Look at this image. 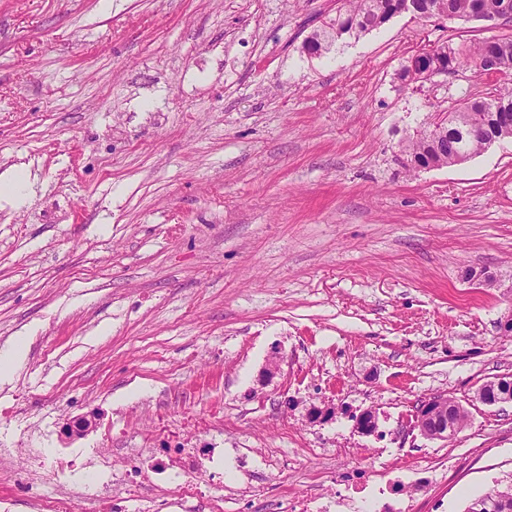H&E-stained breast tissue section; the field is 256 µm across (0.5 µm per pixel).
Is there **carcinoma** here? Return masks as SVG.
I'll use <instances>...</instances> for the list:
<instances>
[{
	"instance_id": "carcinoma-1",
	"label": "carcinoma",
	"mask_w": 512,
	"mask_h": 512,
	"mask_svg": "<svg viewBox=\"0 0 512 512\" xmlns=\"http://www.w3.org/2000/svg\"><path fill=\"white\" fill-rule=\"evenodd\" d=\"M414 10L427 15L450 14L465 21L496 18L503 21L506 32L489 40L452 47L438 45L433 57L423 67L401 63L397 73L400 86L409 87L430 80V74L453 75L456 62L466 58L474 63V72L487 78L512 75V0H412ZM406 0H336V14L327 17L321 27L303 42L310 54L329 51L344 39H358L402 13ZM512 123V102L504 104L496 96L472 97L468 106L454 109L442 119L440 131L422 127L402 144L408 171L464 163L490 146L491 139L504 137L503 126ZM503 395L512 397V379L500 378L479 389L483 402H492ZM445 414L437 415L440 425L446 424L460 432L466 425L465 410L448 397L442 398ZM496 505L492 512H512V480L505 489L493 488L468 506L473 512L478 502Z\"/></svg>"
}]
</instances>
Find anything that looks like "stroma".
Segmentation results:
<instances>
[{
  "label": "stroma",
  "mask_w": 512,
  "mask_h": 512,
  "mask_svg": "<svg viewBox=\"0 0 512 512\" xmlns=\"http://www.w3.org/2000/svg\"><path fill=\"white\" fill-rule=\"evenodd\" d=\"M333 0H0V512H113L112 480L166 449L120 512H212L172 479L182 451L224 512L368 478L381 500L425 461L420 506L464 512L512 475V138L406 171L400 144L465 96L474 71L400 89L421 35L477 21L392 18L322 55L302 43ZM496 278L494 287L469 272ZM449 397L465 428L410 430ZM96 427L69 439L67 423ZM111 452L112 467L100 457ZM276 469L229 476L235 454ZM32 186L31 175L27 170L17 169L0 175V198L19 202L23 191ZM28 347V339L18 336L10 344L9 351L0 356V378L8 377L13 366L19 364L24 358ZM502 395H508L512 397V379L509 378H500L496 381H490L485 383L479 389V398L484 403L492 402L499 399ZM506 397L505 399H500L493 403H487L490 405L499 404V403H511L512 400L510 397ZM439 400H428L424 401L421 406L415 412L414 415V429H418L421 435L431 437V438H443L447 439L448 436L454 435V432H451L448 435V428L443 430V432H438L433 436H430L426 431V425L430 421L432 415H434L441 406L442 401L444 402L445 414L442 416L438 414L436 416L437 421L442 428H446V423L451 427H454L456 434L465 427L467 415L465 410L460 407L457 403H455L452 399L448 397H437ZM442 400V401H441Z\"/></svg>",
  "instance_id": "1"
}]
</instances>
